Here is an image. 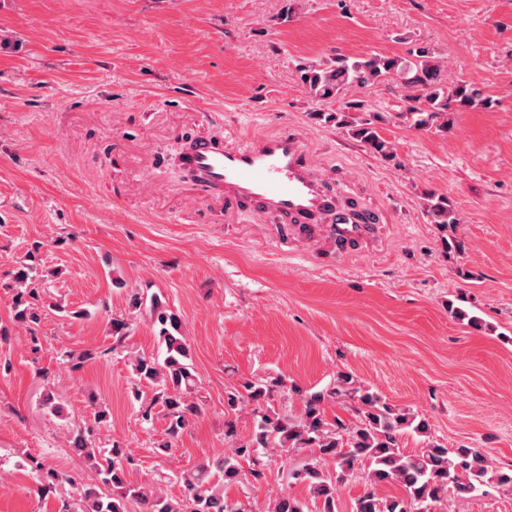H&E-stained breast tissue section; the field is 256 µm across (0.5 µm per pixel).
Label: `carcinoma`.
<instances>
[{"mask_svg": "<svg viewBox=\"0 0 512 512\" xmlns=\"http://www.w3.org/2000/svg\"><path fill=\"white\" fill-rule=\"evenodd\" d=\"M300 72L301 81L318 98L337 97L351 87L365 88L385 82L394 74L400 76L411 91L404 115L418 130L434 126L448 128V122L441 123L439 119L453 104L467 107L477 101L484 105L490 102L481 90L466 83L445 82L440 65L423 48L416 51L414 61L409 63L379 55L354 60L338 55L304 66ZM353 135L373 154L386 159L393 157L390 143L371 124L356 127ZM428 214L432 223L448 229V249L456 248L459 219L448 199L432 198ZM13 280L14 322L28 327L39 324L43 309L36 302L45 291L44 280L30 265L18 269ZM145 304L149 305L163 356H136L133 374L139 383L155 389L152 404L160 405L168 418V439L157 443L158 448L166 451L171 448L170 439L186 427L189 417L198 410L190 401L198 385V375L179 316L156 294L148 298L139 292L129 295L132 309ZM110 326L115 350L125 343L132 323L124 317L113 318ZM351 384L352 376L340 374L332 389L305 395L297 419L279 413L272 406L276 388L286 386L284 379L256 380L244 385V392L230 394L227 398L230 411L242 402L254 405L251 431L244 438H236L224 456L174 474L176 483L185 491L181 500L132 479L123 450L115 445L108 451L97 447L92 442V429L70 421L65 405L47 393L41 408L46 414L64 421L67 443L88 462L89 471L83 476L64 470L52 472L40 483V492L66 485L79 487V512H130L133 504L141 506L139 512H256L247 497H225L213 487V479L221 478L226 485L240 483L247 476L255 482L262 480L266 461L261 455L267 448L285 455L305 448L314 449V456L293 472V478L308 487L311 501L318 504V512H337V484L356 475L364 460L369 461L366 479L372 488L382 484L397 485L404 496L382 498L371 489L357 499L355 512H431L435 503L447 497L464 501L479 495L486 486L512 487V468L504 470L493 466L477 448L462 445L450 450L431 439L421 451L404 453V435L428 433V422ZM343 396L354 401L355 421L351 424L337 417L331 421L325 413L329 399ZM328 458L338 468L334 475L322 468V462ZM244 461L250 466L247 474L243 473ZM267 512L309 510L306 502L285 495L277 498Z\"/></svg>", "mask_w": 512, "mask_h": 512, "instance_id": "1", "label": "carcinoma"}]
</instances>
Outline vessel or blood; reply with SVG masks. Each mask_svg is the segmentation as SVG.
Returning a JSON list of instances; mask_svg holds the SVG:
<instances>
[{
    "mask_svg": "<svg viewBox=\"0 0 512 512\" xmlns=\"http://www.w3.org/2000/svg\"><path fill=\"white\" fill-rule=\"evenodd\" d=\"M181 165L206 196L220 195L230 206L256 204L282 220L322 221L331 201L312 175L302 137L279 133L234 147L201 138L183 154ZM370 231L366 224L330 226L338 247Z\"/></svg>",
    "mask_w": 512,
    "mask_h": 512,
    "instance_id": "obj_1",
    "label": "vessel or blood"
}]
</instances>
